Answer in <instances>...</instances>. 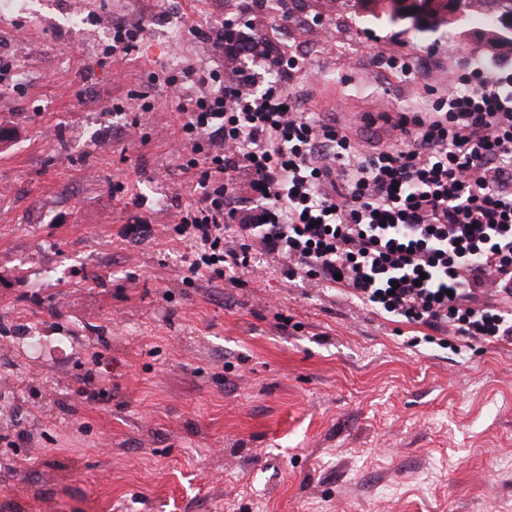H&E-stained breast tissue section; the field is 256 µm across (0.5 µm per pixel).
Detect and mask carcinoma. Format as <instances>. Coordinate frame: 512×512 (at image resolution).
<instances>
[{
    "instance_id": "1",
    "label": "carcinoma",
    "mask_w": 512,
    "mask_h": 512,
    "mask_svg": "<svg viewBox=\"0 0 512 512\" xmlns=\"http://www.w3.org/2000/svg\"><path fill=\"white\" fill-rule=\"evenodd\" d=\"M366 19L379 22L387 27H398L416 37L433 34L449 25L469 26L479 24L478 35L490 42L496 36L494 20L501 15L512 14V0H465L462 13L448 14V0H426L427 23L421 27L412 26L402 20L405 10L402 0H367Z\"/></svg>"
}]
</instances>
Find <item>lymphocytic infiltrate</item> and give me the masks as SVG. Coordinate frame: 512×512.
Segmentation results:
<instances>
[{
    "instance_id": "obj_1",
    "label": "lymphocytic infiltrate",
    "mask_w": 512,
    "mask_h": 512,
    "mask_svg": "<svg viewBox=\"0 0 512 512\" xmlns=\"http://www.w3.org/2000/svg\"><path fill=\"white\" fill-rule=\"evenodd\" d=\"M275 67L271 85L242 75L184 108L182 134L210 147L184 166L200 172L175 228L193 254L184 282L235 288L269 259L384 320L512 344V62L472 65L432 111L399 117L400 147L376 151L303 111L288 89L301 59Z\"/></svg>"
}]
</instances>
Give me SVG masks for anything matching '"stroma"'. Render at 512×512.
<instances>
[{"label":"stroma","mask_w":512,"mask_h":512,"mask_svg":"<svg viewBox=\"0 0 512 512\" xmlns=\"http://www.w3.org/2000/svg\"><path fill=\"white\" fill-rule=\"evenodd\" d=\"M14 2L0 11V512H512V345L414 347L415 327L271 269L191 286L172 232L196 177L166 79L256 74L206 31L266 34L273 56L304 59L290 91L305 111L387 146L385 113L428 111L487 50L457 29L365 24L342 0L276 15L265 0ZM105 20L141 27L139 51L110 53ZM393 54L434 81L393 78ZM90 369L106 388L93 401L77 383Z\"/></svg>","instance_id":"stroma-1"}]
</instances>
